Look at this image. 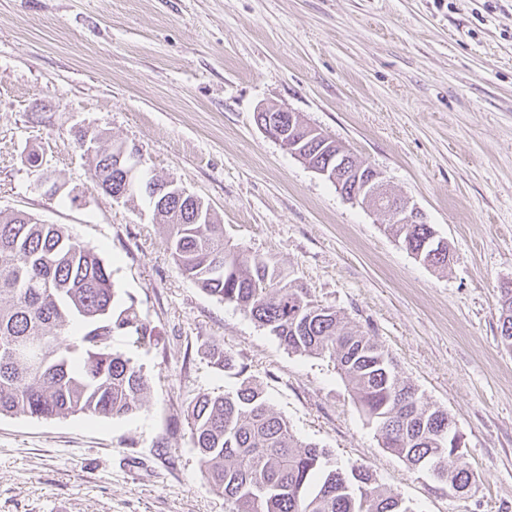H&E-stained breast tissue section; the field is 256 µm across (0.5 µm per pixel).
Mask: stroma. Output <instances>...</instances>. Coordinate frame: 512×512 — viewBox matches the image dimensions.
I'll list each match as a JSON object with an SVG mask.
<instances>
[{
	"label": "stroma",
	"mask_w": 512,
	"mask_h": 512,
	"mask_svg": "<svg viewBox=\"0 0 512 512\" xmlns=\"http://www.w3.org/2000/svg\"><path fill=\"white\" fill-rule=\"evenodd\" d=\"M263 106L382 172L447 239V268L415 259L380 212L268 137ZM84 131L137 147L146 171L211 206L229 244L374 336L452 417L475 482L452 495L412 471L328 359L288 351L185 278L148 203L91 179ZM0 211L95 246L116 305H135L152 338H112L150 380L146 410L0 416V512H229L186 421L197 394L237 383L210 364L212 341L300 440L367 467L413 512H512V349L498 313L512 281V0H0Z\"/></svg>",
	"instance_id": "stroma-1"
}]
</instances>
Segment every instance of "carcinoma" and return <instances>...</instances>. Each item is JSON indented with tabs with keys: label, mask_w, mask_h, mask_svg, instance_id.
<instances>
[{
	"label": "carcinoma",
	"mask_w": 512,
	"mask_h": 512,
	"mask_svg": "<svg viewBox=\"0 0 512 512\" xmlns=\"http://www.w3.org/2000/svg\"><path fill=\"white\" fill-rule=\"evenodd\" d=\"M121 147L98 137L94 180L108 194L121 190L123 200L139 197L159 209L156 222L184 276L269 329L289 351L332 360L382 446L409 468L426 476L430 465L463 486L472 483L474 474L455 463V448L440 434L448 413L425 404L397 377L373 337L332 307L312 314L308 290L270 259L228 245L214 215L201 217L164 193L152 197L151 184L164 180L124 182L112 169ZM386 229L413 255L434 234L430 224ZM506 308L512 311V288L501 289L498 301L502 339L512 347ZM132 333L134 343L144 344L146 328L136 310H115L112 270L94 247L60 224L0 213V415L138 413L149 380L132 358L112 350L113 336ZM206 354L215 368L242 377L220 395L198 394L187 408L201 473L231 512H413L367 468L341 469L327 449L299 440L246 367L219 344H208Z\"/></svg>",
	"instance_id": "carcinoma-1"
}]
</instances>
